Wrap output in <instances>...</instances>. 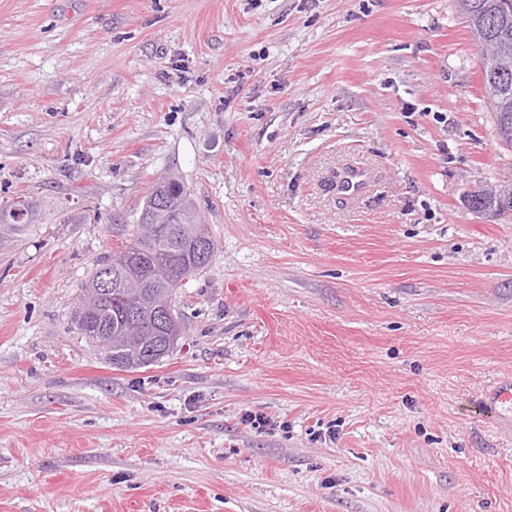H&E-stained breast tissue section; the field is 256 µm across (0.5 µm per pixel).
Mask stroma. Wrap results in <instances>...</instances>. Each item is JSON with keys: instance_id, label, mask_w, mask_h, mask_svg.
Segmentation results:
<instances>
[{"instance_id": "stroma-1", "label": "stroma", "mask_w": 512, "mask_h": 512, "mask_svg": "<svg viewBox=\"0 0 512 512\" xmlns=\"http://www.w3.org/2000/svg\"><path fill=\"white\" fill-rule=\"evenodd\" d=\"M167 175L216 247L124 370L74 313ZM499 183L456 0H0V512H512Z\"/></svg>"}]
</instances>
